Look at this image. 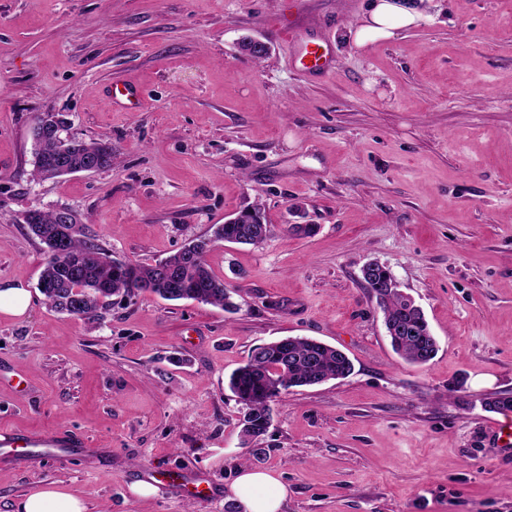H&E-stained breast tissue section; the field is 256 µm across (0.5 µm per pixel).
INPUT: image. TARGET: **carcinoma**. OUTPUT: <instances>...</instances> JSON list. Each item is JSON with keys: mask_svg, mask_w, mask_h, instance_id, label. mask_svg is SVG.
Listing matches in <instances>:
<instances>
[{"mask_svg": "<svg viewBox=\"0 0 512 512\" xmlns=\"http://www.w3.org/2000/svg\"><path fill=\"white\" fill-rule=\"evenodd\" d=\"M62 124L52 112L36 119L35 179L82 172L90 165L98 171L112 166L110 143L81 139L73 148H66L60 138ZM34 214V220L25 218L23 222L48 253L39 277V283L46 285L42 294L56 312L88 323L112 307V297H131L144 285L165 300H194L235 311L236 288L213 274L206 255L217 242L258 246L271 233L261 204L255 203L237 212L236 220L216 225L212 235L193 239L154 264L141 265L120 261L100 247L90 227L74 213L67 224L56 210L37 209ZM363 280L383 313L393 350L412 363L433 359L438 352L437 339L423 311L391 286L395 282L391 271L367 264ZM351 371L352 363L342 351L315 339L286 337L255 346L228 379L229 389L242 406V444L252 447L255 456L262 452L260 440L270 424V403L289 389L342 379Z\"/></svg>", "mask_w": 512, "mask_h": 512, "instance_id": "obj_1", "label": "carcinoma"}]
</instances>
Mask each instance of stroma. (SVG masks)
<instances>
[{
	"instance_id": "stroma-1",
	"label": "stroma",
	"mask_w": 512,
	"mask_h": 512,
	"mask_svg": "<svg viewBox=\"0 0 512 512\" xmlns=\"http://www.w3.org/2000/svg\"><path fill=\"white\" fill-rule=\"evenodd\" d=\"M371 0H296L336 47L313 78L289 59L283 0H0V428L81 435L85 460L0 461V512L56 483L86 512H224L240 468L287 488L282 512H512V453L489 431L512 412V0H415L423 18L356 46ZM264 42L256 60L243 38ZM132 83L135 109L108 106ZM112 143V166L33 179L36 116ZM261 203L260 246L216 243L212 271L236 312L151 294L99 323L38 289L44 245L18 216L67 207L117 258L153 264ZM315 226L305 237L290 225ZM391 270L439 351L395 354L361 270ZM288 336L343 351V379L272 403L263 453L239 437L229 374ZM214 484L144 500L146 471ZM111 105L121 104L126 108L138 106L142 99L141 90L132 84H123L122 87L112 86L107 94ZM32 304V298L26 288L6 285L0 289V312L13 316H24Z\"/></svg>"
}]
</instances>
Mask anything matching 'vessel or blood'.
<instances>
[{"instance_id": "obj_1", "label": "vessel or blood", "mask_w": 512, "mask_h": 512, "mask_svg": "<svg viewBox=\"0 0 512 512\" xmlns=\"http://www.w3.org/2000/svg\"><path fill=\"white\" fill-rule=\"evenodd\" d=\"M282 28L305 75L321 76L334 68V52L329 40L323 37L311 38L300 33L292 17L287 15L282 18ZM107 98L113 105L135 107L141 102L142 92L132 84L115 85L109 90ZM88 454L86 443L77 438L65 435L19 434L6 428L0 430V457L4 459L79 458Z\"/></svg>"}]
</instances>
